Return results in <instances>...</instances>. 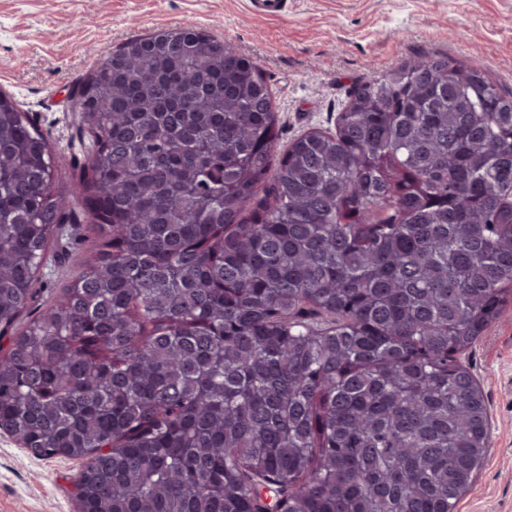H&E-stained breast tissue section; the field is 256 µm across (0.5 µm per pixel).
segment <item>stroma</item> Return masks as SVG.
<instances>
[{
  "label": "stroma",
  "instance_id": "35a3bbf8",
  "mask_svg": "<svg viewBox=\"0 0 512 512\" xmlns=\"http://www.w3.org/2000/svg\"><path fill=\"white\" fill-rule=\"evenodd\" d=\"M192 25L249 57L269 83L280 148L334 128L356 82L436 51L483 70L512 93V0H291L283 17H257L248 0H0V91L47 133L57 176L76 181L72 91L130 38ZM49 251L48 308L79 274ZM463 359L490 408V448L456 512H512V305ZM83 462L37 458L0 430V512H78Z\"/></svg>",
  "mask_w": 512,
  "mask_h": 512
}]
</instances>
